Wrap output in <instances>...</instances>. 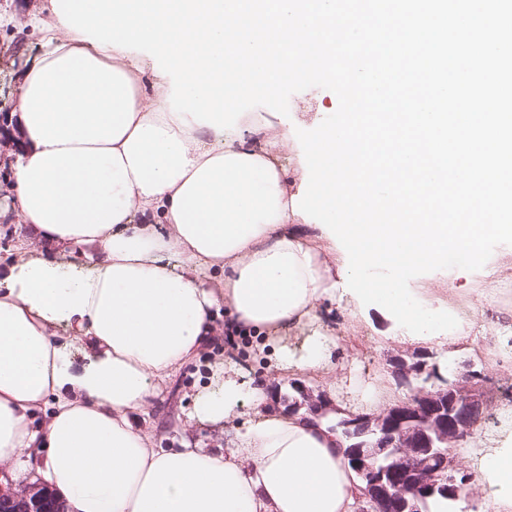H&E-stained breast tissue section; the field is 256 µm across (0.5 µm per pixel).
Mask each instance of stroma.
Wrapping results in <instances>:
<instances>
[{"label":"stroma","mask_w":512,"mask_h":512,"mask_svg":"<svg viewBox=\"0 0 512 512\" xmlns=\"http://www.w3.org/2000/svg\"><path fill=\"white\" fill-rule=\"evenodd\" d=\"M42 3L43 0H0V13L12 18L11 25L0 27V113L8 117V131L0 135V186L8 173L4 162L12 158L14 141L20 134L15 107L18 76L26 62L41 50L39 37L30 29L28 19ZM289 102L288 115L269 109L265 116L277 129L291 132L316 128L339 105L334 92L318 87L293 94ZM429 285L449 288V303L470 310L473 323L470 348L448 344L432 348L431 354L439 366L451 365L460 370L468 364L484 375L483 415L470 440L486 448L493 447L497 438L512 431V416L506 413L512 407V297L489 301L488 285L478 280L465 282L456 268L435 274ZM481 296L487 297V305H477L476 300ZM321 317L333 328L338 340L332 352L333 370L327 373L300 370L280 378L270 369L267 359L243 347H225L224 318L216 316L211 340L204 345L198 359L172 375L144 410V419L161 429V447L175 448L186 442L197 448H222L229 442L231 434L223 424L200 423L193 417L195 398L207 383V365L218 358L232 360L246 378L269 391L292 393L307 387L324 390L330 398L348 401L357 397L361 387L369 385L378 390L379 405L384 410L410 397L411 389L399 381L395 363L410 359L418 347L390 334V322L379 310L367 308L353 319L340 308L327 305Z\"/></svg>","instance_id":"stroma-1"}]
</instances>
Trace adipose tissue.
I'll return each instance as SVG.
<instances>
[{
  "instance_id": "obj_1",
  "label": "adipose tissue",
  "mask_w": 512,
  "mask_h": 512,
  "mask_svg": "<svg viewBox=\"0 0 512 512\" xmlns=\"http://www.w3.org/2000/svg\"><path fill=\"white\" fill-rule=\"evenodd\" d=\"M30 23L42 51L19 83L8 212L56 255L11 259L0 279V463L23 473L42 449L35 470L68 512H363L339 438L270 409L234 362L210 365L194 410L236 422L234 447L161 448L130 417L198 355L221 307L275 370L328 369L319 310L358 307L344 260L293 212L277 156L290 132L236 102L301 76L295 39L311 25L355 33L359 14L336 0H45ZM148 72L162 95L147 96ZM74 252L91 264L58 262ZM64 324L91 350L81 369ZM474 480L495 489L486 512L512 507V433Z\"/></svg>"
}]
</instances>
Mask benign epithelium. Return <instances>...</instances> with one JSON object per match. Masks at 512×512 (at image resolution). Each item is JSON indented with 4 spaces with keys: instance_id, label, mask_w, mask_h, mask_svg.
<instances>
[{
    "instance_id": "obj_1",
    "label": "benign epithelium",
    "mask_w": 512,
    "mask_h": 512,
    "mask_svg": "<svg viewBox=\"0 0 512 512\" xmlns=\"http://www.w3.org/2000/svg\"><path fill=\"white\" fill-rule=\"evenodd\" d=\"M406 379L417 381L406 401L375 414H349L335 419L346 458L363 480L373 512H424L436 495L459 499L468 484L452 449L470 436L483 411L481 372L468 370L455 379L422 359L400 363ZM288 407L306 409L316 418L331 410L325 392L300 391ZM0 512H65L47 485L3 491Z\"/></svg>"
}]
</instances>
